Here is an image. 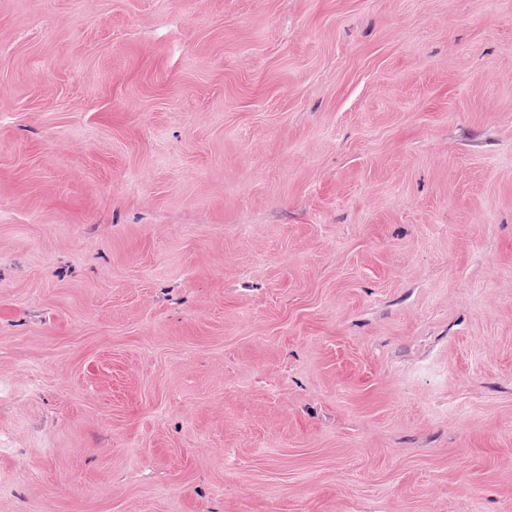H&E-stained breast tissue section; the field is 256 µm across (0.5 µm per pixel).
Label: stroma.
Instances as JSON below:
<instances>
[{
  "instance_id": "obj_1",
  "label": "stroma",
  "mask_w": 512,
  "mask_h": 512,
  "mask_svg": "<svg viewBox=\"0 0 512 512\" xmlns=\"http://www.w3.org/2000/svg\"><path fill=\"white\" fill-rule=\"evenodd\" d=\"M0 512H512V0H0Z\"/></svg>"
}]
</instances>
